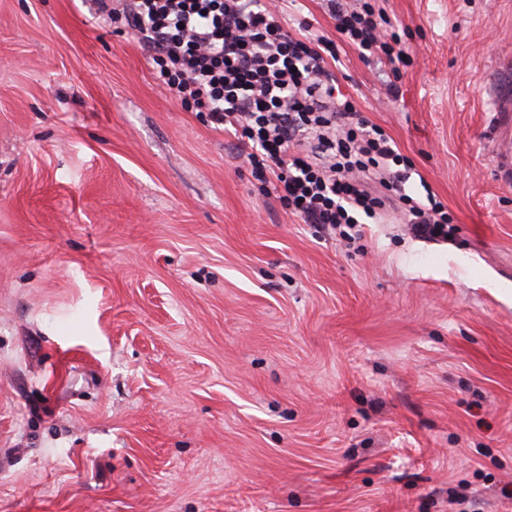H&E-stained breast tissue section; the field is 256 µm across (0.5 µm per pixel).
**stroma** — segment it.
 <instances>
[{
	"label": "stroma",
	"instance_id": "obj_1",
	"mask_svg": "<svg viewBox=\"0 0 512 512\" xmlns=\"http://www.w3.org/2000/svg\"><path fill=\"white\" fill-rule=\"evenodd\" d=\"M379 4L399 97L336 75L447 240L316 232L96 0H0V512H512V0Z\"/></svg>",
	"mask_w": 512,
	"mask_h": 512
}]
</instances>
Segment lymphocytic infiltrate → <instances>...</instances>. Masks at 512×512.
<instances>
[{"label": "lymphocytic infiltrate", "mask_w": 512, "mask_h": 512, "mask_svg": "<svg viewBox=\"0 0 512 512\" xmlns=\"http://www.w3.org/2000/svg\"><path fill=\"white\" fill-rule=\"evenodd\" d=\"M123 20L152 61L155 80L183 106L247 151L256 180L307 224L348 240L360 220L395 203L408 205L419 235L445 233L449 217L434 195L409 193L400 153L381 128L362 118L336 75L337 42L363 61L391 68L383 82L398 97L406 54L387 35L383 8L371 0H326L338 40L302 20L289 30L267 0H97Z\"/></svg>", "instance_id": "f902f5d3"}]
</instances>
